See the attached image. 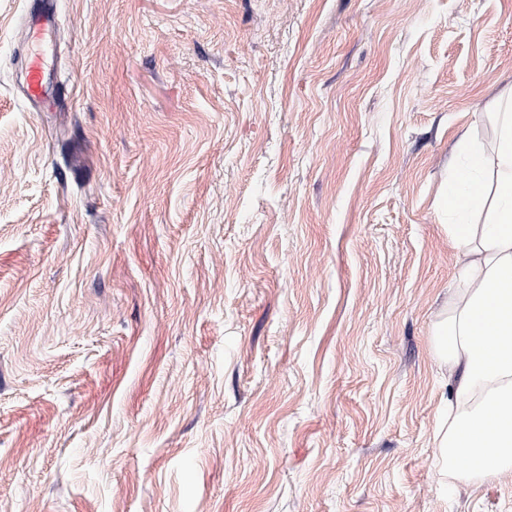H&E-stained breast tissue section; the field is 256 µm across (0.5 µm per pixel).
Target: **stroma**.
I'll list each match as a JSON object with an SVG mask.
<instances>
[{
	"mask_svg": "<svg viewBox=\"0 0 512 512\" xmlns=\"http://www.w3.org/2000/svg\"><path fill=\"white\" fill-rule=\"evenodd\" d=\"M0 0V512H512L448 488L438 209L512 0ZM25 13L27 32L35 46L23 60L22 92L31 103L46 99L51 94V69L48 64L47 37L57 21L56 0H28Z\"/></svg>",
	"mask_w": 512,
	"mask_h": 512,
	"instance_id": "1",
	"label": "stroma"
}]
</instances>
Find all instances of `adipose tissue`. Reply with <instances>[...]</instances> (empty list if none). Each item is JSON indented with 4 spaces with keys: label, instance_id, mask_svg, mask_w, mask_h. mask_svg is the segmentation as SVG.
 <instances>
[{
    "label": "adipose tissue",
    "instance_id": "1",
    "mask_svg": "<svg viewBox=\"0 0 512 512\" xmlns=\"http://www.w3.org/2000/svg\"><path fill=\"white\" fill-rule=\"evenodd\" d=\"M495 118L493 177L484 175L482 150L461 138L464 161L441 200L455 218L448 234L466 275L430 338L437 362L448 371L434 442L439 475L452 487L512 472V102ZM480 208L486 219L472 224Z\"/></svg>",
    "mask_w": 512,
    "mask_h": 512
}]
</instances>
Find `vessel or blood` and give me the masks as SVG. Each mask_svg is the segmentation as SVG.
<instances>
[{
  "label": "vessel or blood",
  "mask_w": 512,
  "mask_h": 512,
  "mask_svg": "<svg viewBox=\"0 0 512 512\" xmlns=\"http://www.w3.org/2000/svg\"><path fill=\"white\" fill-rule=\"evenodd\" d=\"M56 21V0H28L25 22L34 49L24 58L21 75L23 95L33 103L46 99L52 90L47 37Z\"/></svg>",
  "instance_id": "1"
}]
</instances>
